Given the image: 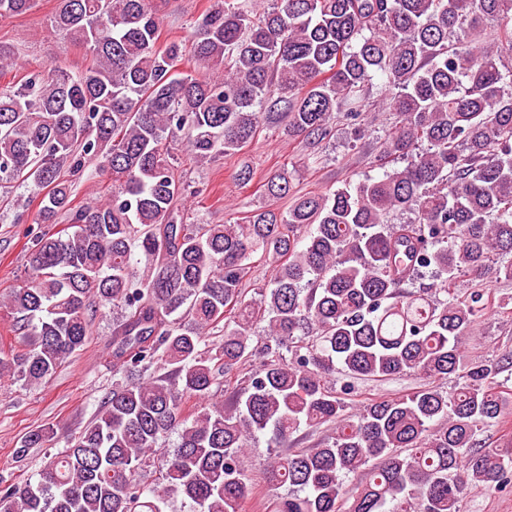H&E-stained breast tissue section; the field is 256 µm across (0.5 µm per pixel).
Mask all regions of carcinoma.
<instances>
[{
	"label": "carcinoma",
	"instance_id": "cac0c4a2",
	"mask_svg": "<svg viewBox=\"0 0 512 512\" xmlns=\"http://www.w3.org/2000/svg\"><path fill=\"white\" fill-rule=\"evenodd\" d=\"M35 0H0V17ZM495 20L501 33L484 23ZM50 29L92 63L72 74L34 71L0 91V185L41 196L44 233L6 306L28 349L0 350V378L38 385L112 319V368L122 382L51 458L37 484L0 481V512H241L251 482L241 456L262 435L278 447L300 426H335L317 447L277 456L266 479L291 492L273 512H460L466 486L512 480V444L477 446L478 426L512 412L495 378L512 352L469 360L484 289L462 279L512 281V0H270L255 17L216 0L198 24L191 59L205 76L175 77L180 45L158 47L152 0H57ZM17 53L0 43V74ZM395 120L379 162L401 160L355 185L293 197L285 213L246 224H185L164 141L183 133L210 161L255 137L264 106L283 105L285 130L311 146L344 113L361 139L359 102L374 76ZM97 163L111 195L75 206L72 177ZM265 192L291 194L288 173ZM414 218L393 223L395 214ZM259 253L267 286L245 299ZM431 274L432 283L414 282ZM264 325L269 340L252 345ZM222 327L217 347L204 337ZM307 353L288 360L294 341ZM260 365L229 406L212 387L255 356ZM413 372L424 383L353 415L325 378ZM458 374L443 392L435 378ZM159 486L136 470L171 434ZM49 441L31 432L16 456ZM374 462L354 491L345 478Z\"/></svg>",
	"mask_w": 512,
	"mask_h": 512
}]
</instances>
